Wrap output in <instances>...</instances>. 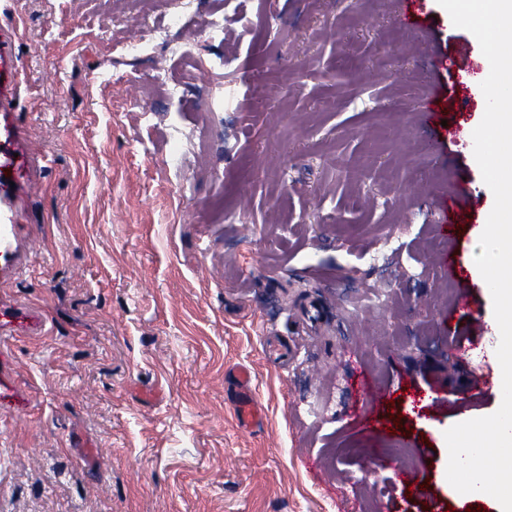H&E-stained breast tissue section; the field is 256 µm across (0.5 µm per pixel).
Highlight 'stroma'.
<instances>
[{
  "mask_svg": "<svg viewBox=\"0 0 512 512\" xmlns=\"http://www.w3.org/2000/svg\"><path fill=\"white\" fill-rule=\"evenodd\" d=\"M420 4L413 30L402 0H0V143L29 151L0 176V512H497L444 437L500 406L482 278L478 344L448 333V255L493 207L448 127L489 63ZM143 17L173 44L135 58ZM472 204V196L467 189L448 195V200L445 201V206L448 207V225H443V229L448 233V237H454L458 224L466 222L471 212ZM235 387V410L239 421L248 427L256 424L262 415L252 388V376L246 367H239L233 374Z\"/></svg>",
  "mask_w": 512,
  "mask_h": 512,
  "instance_id": "obj_1",
  "label": "stroma"
}]
</instances>
